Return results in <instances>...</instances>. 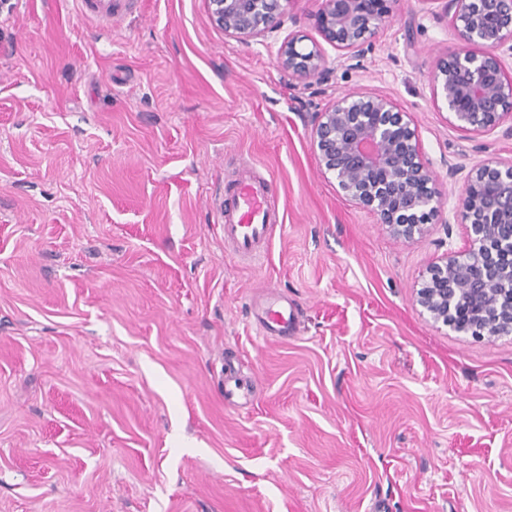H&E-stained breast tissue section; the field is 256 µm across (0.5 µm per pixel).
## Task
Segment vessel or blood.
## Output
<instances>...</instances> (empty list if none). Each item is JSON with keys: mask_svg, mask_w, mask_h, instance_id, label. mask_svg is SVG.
I'll use <instances>...</instances> for the list:
<instances>
[{"mask_svg": "<svg viewBox=\"0 0 512 512\" xmlns=\"http://www.w3.org/2000/svg\"><path fill=\"white\" fill-rule=\"evenodd\" d=\"M277 221L275 204L267 191L242 178L234 186L233 212L224 218V240L241 256L258 261L264 256L269 227ZM298 319L279 300L266 303L255 319L256 330L265 338H284L295 333Z\"/></svg>", "mask_w": 512, "mask_h": 512, "instance_id": "1", "label": "vessel or blood"}]
</instances>
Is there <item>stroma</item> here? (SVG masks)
Segmentation results:
<instances>
[{"instance_id": "35a3bbf8", "label": "stroma", "mask_w": 512, "mask_h": 512, "mask_svg": "<svg viewBox=\"0 0 512 512\" xmlns=\"http://www.w3.org/2000/svg\"><path fill=\"white\" fill-rule=\"evenodd\" d=\"M322 6L247 40L205 0L0 11V512H512V335L414 301L468 248L458 199L512 162V122L475 135L435 100L459 43L443 0H400L355 58ZM291 38L325 81L279 66ZM352 91L410 113L443 191L427 236L322 172L312 120ZM244 176L283 217L258 263L220 228ZM267 294L296 336L257 334ZM228 362L252 402L225 404Z\"/></svg>"}]
</instances>
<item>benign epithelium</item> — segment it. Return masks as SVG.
Here are the masks:
<instances>
[{
  "label": "benign epithelium",
  "mask_w": 512,
  "mask_h": 512,
  "mask_svg": "<svg viewBox=\"0 0 512 512\" xmlns=\"http://www.w3.org/2000/svg\"><path fill=\"white\" fill-rule=\"evenodd\" d=\"M224 33L258 38L281 24L290 0H206ZM460 46L446 52L431 74L434 94L450 122L482 133L512 119V78L499 50L512 42V0H451ZM397 0H324L316 27L324 41L352 57L393 12ZM480 47V52L470 46ZM280 66L301 81L325 75L319 49L288 40ZM311 138L320 166L339 190L405 241L429 232L428 219L443 193L424 160L410 113L387 96L349 92L316 113ZM471 233L469 250L449 253L427 268L415 303L434 322L473 336L512 335V163L487 159L468 175L458 200Z\"/></svg>",
  "instance_id": "benign-epithelium-1"
}]
</instances>
